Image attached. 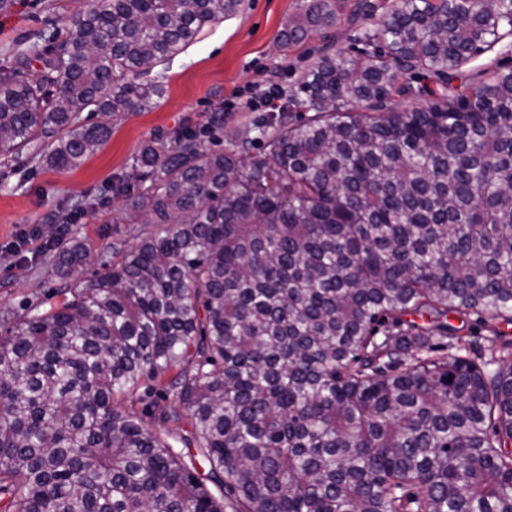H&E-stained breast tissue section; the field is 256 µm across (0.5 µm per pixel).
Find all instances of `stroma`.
<instances>
[{
    "label": "stroma",
    "mask_w": 512,
    "mask_h": 512,
    "mask_svg": "<svg viewBox=\"0 0 512 512\" xmlns=\"http://www.w3.org/2000/svg\"><path fill=\"white\" fill-rule=\"evenodd\" d=\"M93 2L11 0L0 10V66L12 63L39 33L66 32L73 15ZM398 3L337 0L335 24L285 47L278 35L288 17L298 13L301 0H242L235 13L205 28L194 45L167 65L160 106L114 117L110 138L80 167L63 172L46 167L42 154L51 148L47 142L37 151L0 155V307L20 312L31 304L47 309L60 302L59 280L53 273L58 243L51 220L58 210L81 200L94 201V209L68 225L67 234L89 241L96 252H105L117 237L133 240L136 225L112 221L118 202L110 185L129 172L151 138L171 140L176 131L188 129L211 148H224L226 129L242 128L250 113H225L219 130H208L206 123L211 112L254 81L257 71L268 72L281 85L297 87L325 46L356 50L362 33ZM24 231L30 239L17 246Z\"/></svg>",
    "instance_id": "stroma-1"
}]
</instances>
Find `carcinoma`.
Segmentation results:
<instances>
[{"mask_svg":"<svg viewBox=\"0 0 512 512\" xmlns=\"http://www.w3.org/2000/svg\"><path fill=\"white\" fill-rule=\"evenodd\" d=\"M227 11L99 0L0 68V153L76 167ZM508 32L512 0H402L228 148L151 140L111 185L136 245L83 286L70 241L62 302L0 312V512H512V359L450 322L512 321V67L452 85Z\"/></svg>","mask_w":512,"mask_h":512,"instance_id":"obj_1","label":"carcinoma"}]
</instances>
